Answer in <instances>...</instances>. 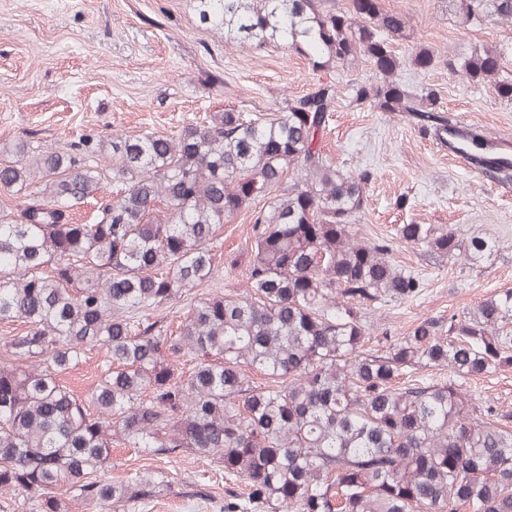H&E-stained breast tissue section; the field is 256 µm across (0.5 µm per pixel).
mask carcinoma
Here are the masks:
<instances>
[{"instance_id":"obj_1","label":"carcinoma","mask_w":512,"mask_h":512,"mask_svg":"<svg viewBox=\"0 0 512 512\" xmlns=\"http://www.w3.org/2000/svg\"><path fill=\"white\" fill-rule=\"evenodd\" d=\"M350 2L197 0V11L227 45H282L316 69L365 55L380 82L357 87L355 102L445 138L457 120L390 78L404 16ZM458 9L467 22L512 23V0ZM501 60L487 49L447 64L512 98ZM337 95L319 81L271 117L226 110L172 135L14 144V160L0 163V190L19 197L0 208V323L25 329L0 337L10 356L0 365V492L27 496L36 512L159 494L148 472L104 476L120 442L218 457L248 488L227 512H512V411L477 405L465 389L512 365V290L365 349L367 314L416 297L423 280L395 265L392 239L353 234L369 175L346 176L323 153ZM108 186L93 221H72ZM243 212L250 292L185 301L214 279L217 233ZM397 236L452 263L497 251L450 228L403 224ZM180 300L177 324L151 319ZM90 343L106 347L108 367L83 400L58 375ZM186 355V371L169 360ZM245 366L273 384H251ZM426 367L448 368V380L397 384Z\"/></svg>"}]
</instances>
